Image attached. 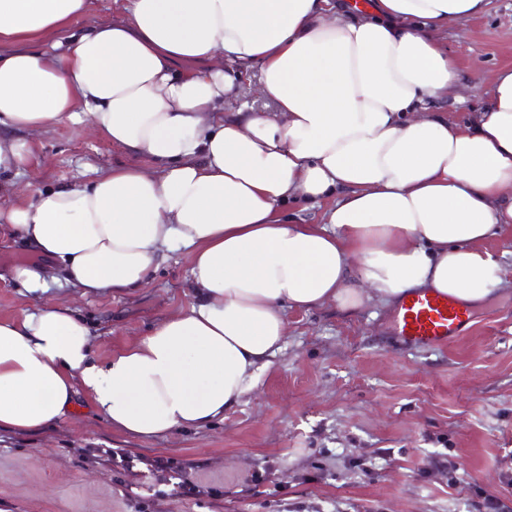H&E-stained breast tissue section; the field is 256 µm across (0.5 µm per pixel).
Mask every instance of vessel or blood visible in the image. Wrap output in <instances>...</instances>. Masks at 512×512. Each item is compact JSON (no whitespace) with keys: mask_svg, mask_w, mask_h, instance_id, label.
I'll use <instances>...</instances> for the list:
<instances>
[{"mask_svg":"<svg viewBox=\"0 0 512 512\" xmlns=\"http://www.w3.org/2000/svg\"><path fill=\"white\" fill-rule=\"evenodd\" d=\"M468 321L467 309L460 301L422 289L401 300L394 316V333L411 345H441L459 337Z\"/></svg>","mask_w":512,"mask_h":512,"instance_id":"obj_1","label":"vessel or blood"}]
</instances>
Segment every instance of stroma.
<instances>
[{"instance_id": "stroma-1", "label": "stroma", "mask_w": 512, "mask_h": 512, "mask_svg": "<svg viewBox=\"0 0 512 512\" xmlns=\"http://www.w3.org/2000/svg\"><path fill=\"white\" fill-rule=\"evenodd\" d=\"M460 53V81L433 111L473 123L488 101L480 76L512 67V0L443 35ZM38 147L26 173L0 175L14 194L86 182L118 164L152 168L86 128L28 131ZM42 264L48 297L77 308L105 362L195 301L187 250L167 253L148 284L120 296H81L17 238L0 237V317L40 303L13 277ZM396 303L347 312L288 309V336L255 392L213 425L150 439L118 433L83 395L54 427L0 432V501L8 512H512V288L471 310L448 344L413 347L392 333ZM121 448L195 467L206 493L179 496L156 475L137 481L103 451Z\"/></svg>"}]
</instances>
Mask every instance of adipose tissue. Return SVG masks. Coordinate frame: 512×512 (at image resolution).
<instances>
[{"mask_svg": "<svg viewBox=\"0 0 512 512\" xmlns=\"http://www.w3.org/2000/svg\"><path fill=\"white\" fill-rule=\"evenodd\" d=\"M488 6L371 0L348 20L335 0H129L124 21L78 31L87 0H0V170L36 160L16 130L63 122L160 168L15 198L0 233L85 296L145 287L185 249L196 296L102 364L71 308L0 318V431L54 426L79 390L129 437L204 427L257 387L287 309L501 289L481 244L512 223V68L472 126L430 110L460 78L442 32ZM253 69L276 111L225 115ZM326 199L321 224L283 213Z\"/></svg>", "mask_w": 512, "mask_h": 512, "instance_id": "ef3b65f1", "label": "adipose tissue"}]
</instances>
